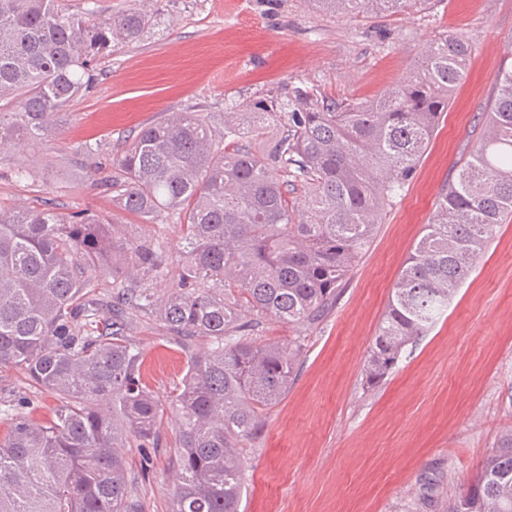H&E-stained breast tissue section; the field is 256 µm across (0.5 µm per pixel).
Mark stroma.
I'll return each mask as SVG.
<instances>
[{
	"label": "stroma",
	"mask_w": 512,
	"mask_h": 512,
	"mask_svg": "<svg viewBox=\"0 0 512 512\" xmlns=\"http://www.w3.org/2000/svg\"><path fill=\"white\" fill-rule=\"evenodd\" d=\"M142 7L160 11L158 25L141 42L113 48L101 82L70 106L56 134L0 163L1 206L49 199L64 213L90 208L112 216L119 236L176 245L174 219L141 223L91 183L109 173L122 135L173 112H204L220 124L225 107L292 84L370 99L402 81L436 34L468 40L467 77L426 156L384 210L332 311L305 331L285 397L240 450L243 512H446L512 428V217L443 319L395 370L370 388L364 366L398 273L455 163L476 141L497 72L512 65V0H428L415 12L356 19L306 0H144ZM89 139L101 142L100 152L82 153ZM17 167L30 178L11 177ZM130 337L167 407L159 447L122 451L132 499L138 512H171L178 421L171 392L205 344L180 345L152 320L135 324ZM30 395L43 418L58 403L23 373L0 371V403Z\"/></svg>",
	"instance_id": "obj_1"
}]
</instances>
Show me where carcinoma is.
Instances as JSON below:
<instances>
[{"instance_id":"obj_1","label":"carcinoma","mask_w":512,"mask_h":512,"mask_svg":"<svg viewBox=\"0 0 512 512\" xmlns=\"http://www.w3.org/2000/svg\"><path fill=\"white\" fill-rule=\"evenodd\" d=\"M308 2L373 16L426 0ZM158 20L134 7L99 16L68 0H0V147L52 135L112 47L141 41ZM469 53L464 36L446 33L371 100L294 86L224 113L222 130L180 112L135 131L100 186L145 223L177 216L173 249L116 238L89 208L0 207V369L59 396L50 420L18 412L0 436V512H135L118 449L158 447L164 416L128 335L138 316L207 344L174 390L171 512H239V448L285 395L302 352L296 338L258 341L264 322L305 331L336 305L426 153ZM483 122L388 296L365 362L371 386L448 310L512 216L511 68L498 73ZM102 274L112 279L107 306L95 302ZM158 280L167 281L161 301ZM448 512H512V429Z\"/></svg>"}]
</instances>
